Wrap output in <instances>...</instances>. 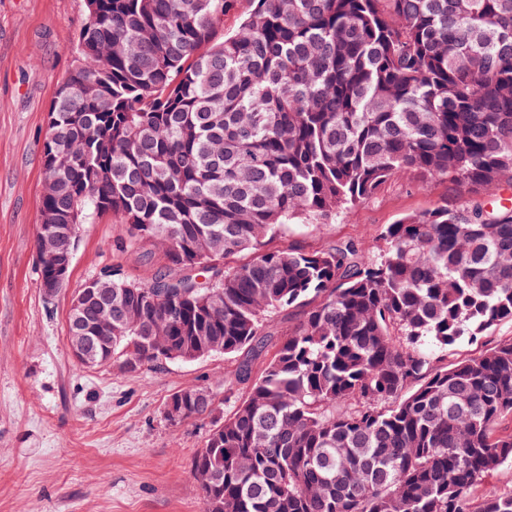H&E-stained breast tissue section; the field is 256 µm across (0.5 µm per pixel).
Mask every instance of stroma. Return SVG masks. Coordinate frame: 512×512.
Masks as SVG:
<instances>
[{
    "instance_id": "1",
    "label": "stroma",
    "mask_w": 512,
    "mask_h": 512,
    "mask_svg": "<svg viewBox=\"0 0 512 512\" xmlns=\"http://www.w3.org/2000/svg\"><path fill=\"white\" fill-rule=\"evenodd\" d=\"M86 0H0V512H203L191 463L215 419L176 425L169 396L197 386L224 392L230 362L163 360L136 373L94 368L69 350L72 294L112 270L128 278L163 263L152 242L130 243L120 215L79 227L69 280L46 297L36 246L43 145L58 84L78 57ZM449 195L412 173L381 186L335 223L291 224L281 245L308 250L377 233Z\"/></svg>"
}]
</instances>
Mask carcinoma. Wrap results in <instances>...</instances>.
<instances>
[{
  "instance_id": "cac0c4a2",
  "label": "carcinoma",
  "mask_w": 512,
  "mask_h": 512,
  "mask_svg": "<svg viewBox=\"0 0 512 512\" xmlns=\"http://www.w3.org/2000/svg\"><path fill=\"white\" fill-rule=\"evenodd\" d=\"M56 91L43 224L122 216L167 263L112 274V356L218 336L224 420L192 468L204 512H512V0H97ZM239 31L218 36L224 17ZM411 171L469 194L320 250ZM293 317L273 339L269 318ZM183 420L217 400L184 401ZM512 336V321L503 320L499 322L488 333V338H484L478 343L468 342L467 338L460 340L456 345L448 348V361H453L467 355L476 354L484 349L485 343L482 341L488 339H506Z\"/></svg>"
}]
</instances>
